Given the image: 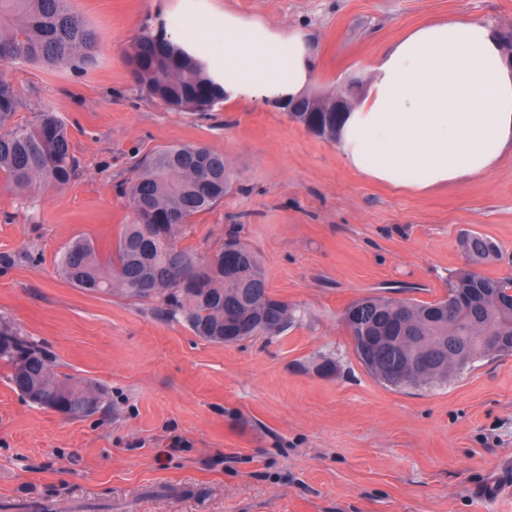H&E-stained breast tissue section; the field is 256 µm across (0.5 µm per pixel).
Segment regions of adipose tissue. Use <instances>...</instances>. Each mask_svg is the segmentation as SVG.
<instances>
[{
    "label": "adipose tissue",
    "mask_w": 512,
    "mask_h": 512,
    "mask_svg": "<svg viewBox=\"0 0 512 512\" xmlns=\"http://www.w3.org/2000/svg\"><path fill=\"white\" fill-rule=\"evenodd\" d=\"M163 36L207 63L228 103L278 107L314 80L312 46L298 27L193 5ZM371 71L336 136L342 158L367 180L422 194L481 178L512 153V59L491 23L421 24Z\"/></svg>",
    "instance_id": "ef3b65f1"
}]
</instances>
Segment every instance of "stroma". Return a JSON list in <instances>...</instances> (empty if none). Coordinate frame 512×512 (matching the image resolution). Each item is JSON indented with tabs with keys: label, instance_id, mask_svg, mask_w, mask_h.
Listing matches in <instances>:
<instances>
[{
	"label": "stroma",
	"instance_id": "obj_1",
	"mask_svg": "<svg viewBox=\"0 0 512 512\" xmlns=\"http://www.w3.org/2000/svg\"><path fill=\"white\" fill-rule=\"evenodd\" d=\"M207 2L302 27L320 98L365 86L371 64L422 23L489 21L512 37V0ZM71 7L100 35L92 66L0 64L23 102L16 121L56 112L77 160L66 186L31 196L0 180V316L58 374L104 396L94 414L66 418L23 398L0 362V512H512V355L393 390L361 367L341 320L368 296L443 298L462 270L512 276V155L429 194L373 183L283 110L172 111L143 93L132 46L143 29L173 25L182 0ZM172 145L222 153L231 179L179 246L203 263L236 234L274 298L297 309L284 334L212 344L158 299L88 293L61 275L78 238L109 255L132 221L124 191L136 164ZM469 235L498 256L471 265ZM320 355L336 374L310 370Z\"/></svg>",
	"mask_w": 512,
	"mask_h": 512
}]
</instances>
